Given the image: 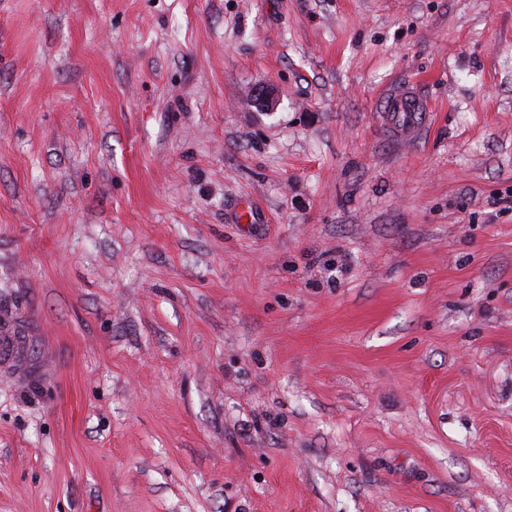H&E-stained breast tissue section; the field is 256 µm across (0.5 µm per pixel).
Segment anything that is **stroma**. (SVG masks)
<instances>
[{
	"label": "stroma",
	"instance_id": "35a3bbf8",
	"mask_svg": "<svg viewBox=\"0 0 512 512\" xmlns=\"http://www.w3.org/2000/svg\"><path fill=\"white\" fill-rule=\"evenodd\" d=\"M2 317L0 512H512V0H0ZM379 112L392 136L399 142H410L426 126L430 110L413 86L404 83L385 94Z\"/></svg>",
	"mask_w": 512,
	"mask_h": 512
}]
</instances>
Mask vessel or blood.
Returning a JSON list of instances; mask_svg holds the SVG:
<instances>
[{"label": "vessel or blood", "instance_id": "obj_1", "mask_svg": "<svg viewBox=\"0 0 512 512\" xmlns=\"http://www.w3.org/2000/svg\"><path fill=\"white\" fill-rule=\"evenodd\" d=\"M381 119L398 141L417 137L427 124L429 105L412 85L402 84L387 92L380 106Z\"/></svg>", "mask_w": 512, "mask_h": 512}]
</instances>
